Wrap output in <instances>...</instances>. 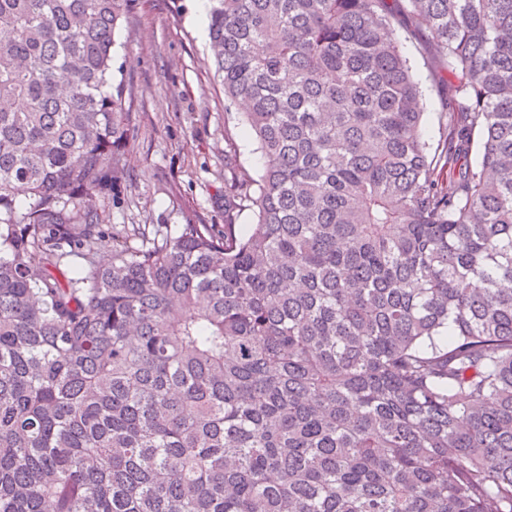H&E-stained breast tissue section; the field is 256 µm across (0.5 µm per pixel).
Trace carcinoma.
Masks as SVG:
<instances>
[{"label": "carcinoma", "mask_w": 512, "mask_h": 512, "mask_svg": "<svg viewBox=\"0 0 512 512\" xmlns=\"http://www.w3.org/2000/svg\"><path fill=\"white\" fill-rule=\"evenodd\" d=\"M213 2L262 174L104 254L130 0H0V512H512V0ZM398 36L404 44L415 73L425 89V112L427 113L425 114V119L422 125V136L433 148H435L438 141L443 137V133L441 122L439 120V112L437 111L438 96L435 88L432 87L430 67L427 64V60L419 53V40L417 37L410 36L408 38V35L402 30L398 32Z\"/></svg>", "instance_id": "cac0c4a2"}]
</instances>
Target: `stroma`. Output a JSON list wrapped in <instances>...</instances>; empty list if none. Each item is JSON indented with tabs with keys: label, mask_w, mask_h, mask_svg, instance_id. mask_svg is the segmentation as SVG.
<instances>
[{
	"label": "stroma",
	"mask_w": 512,
	"mask_h": 512,
	"mask_svg": "<svg viewBox=\"0 0 512 512\" xmlns=\"http://www.w3.org/2000/svg\"><path fill=\"white\" fill-rule=\"evenodd\" d=\"M195 15L196 0H132L116 31L112 81L123 86L134 134L121 190L97 202L105 236L134 224H180L189 213L201 224H223L225 135L237 145L239 168L262 172L254 137L243 125L224 126V87ZM403 44L426 93L422 136L434 146L442 126L430 67L417 37Z\"/></svg>",
	"instance_id": "35a3bbf8"
}]
</instances>
